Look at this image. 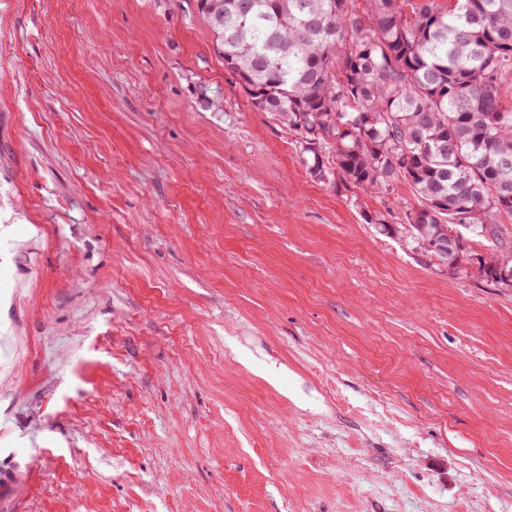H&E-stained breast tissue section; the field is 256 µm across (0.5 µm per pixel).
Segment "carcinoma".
<instances>
[{
	"mask_svg": "<svg viewBox=\"0 0 512 512\" xmlns=\"http://www.w3.org/2000/svg\"><path fill=\"white\" fill-rule=\"evenodd\" d=\"M195 13L312 175L364 194L404 184L416 205L385 234L417 248L464 224L489 243L484 277L512 271V0H195ZM429 254L457 273L473 263L462 243Z\"/></svg>",
	"mask_w": 512,
	"mask_h": 512,
	"instance_id": "1",
	"label": "carcinoma"
}]
</instances>
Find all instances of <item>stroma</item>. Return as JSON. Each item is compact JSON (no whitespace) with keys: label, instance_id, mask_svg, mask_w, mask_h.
<instances>
[{"label":"stroma","instance_id":"35a3bbf8","mask_svg":"<svg viewBox=\"0 0 512 512\" xmlns=\"http://www.w3.org/2000/svg\"><path fill=\"white\" fill-rule=\"evenodd\" d=\"M313 178L194 0H0V473L26 512H512V286ZM39 478L35 471H26L23 474L14 473L10 477H0V501L2 504L18 502L25 488L32 485Z\"/></svg>","mask_w":512,"mask_h":512}]
</instances>
